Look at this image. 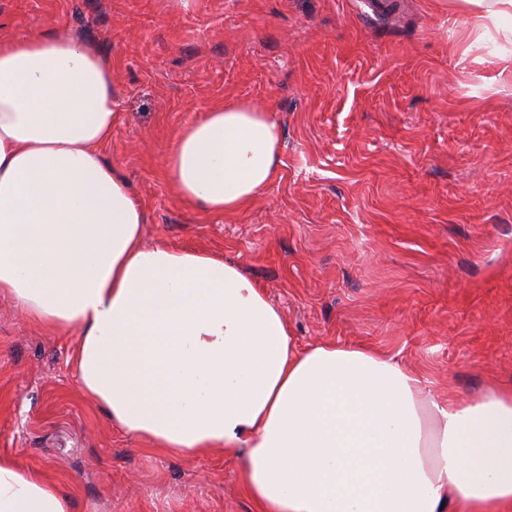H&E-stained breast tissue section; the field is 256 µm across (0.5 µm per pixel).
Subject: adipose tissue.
<instances>
[{
    "label": "adipose tissue",
    "mask_w": 512,
    "mask_h": 512,
    "mask_svg": "<svg viewBox=\"0 0 512 512\" xmlns=\"http://www.w3.org/2000/svg\"><path fill=\"white\" fill-rule=\"evenodd\" d=\"M112 64L75 36L0 38V295L78 329L85 392L152 449L239 456L260 512H512V389L440 401L417 371L295 340L265 290L209 252L142 244L145 208L106 162ZM281 129L204 109L165 158L176 196L232 215L272 183ZM0 512H73L0 456Z\"/></svg>",
    "instance_id": "obj_1"
}]
</instances>
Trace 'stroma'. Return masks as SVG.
<instances>
[{
	"instance_id": "35a3bbf8",
	"label": "stroma",
	"mask_w": 512,
	"mask_h": 512,
	"mask_svg": "<svg viewBox=\"0 0 512 512\" xmlns=\"http://www.w3.org/2000/svg\"><path fill=\"white\" fill-rule=\"evenodd\" d=\"M0 0V37L93 42L123 113L103 151L145 245L224 256L300 344L368 347L458 402L512 388V42L431 0ZM271 112L281 163L231 216L172 191L164 156L204 108ZM77 331L0 298V455L74 512H258L223 450L174 456L82 389Z\"/></svg>"
}]
</instances>
